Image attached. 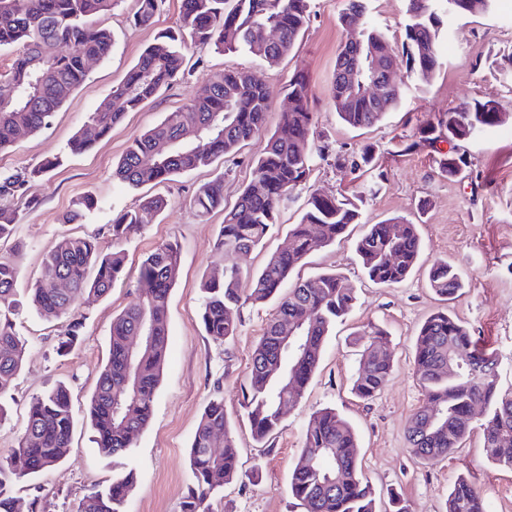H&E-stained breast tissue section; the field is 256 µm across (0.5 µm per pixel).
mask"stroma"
I'll return each mask as SVG.
<instances>
[{
	"mask_svg": "<svg viewBox=\"0 0 512 512\" xmlns=\"http://www.w3.org/2000/svg\"><path fill=\"white\" fill-rule=\"evenodd\" d=\"M133 6L134 0H117L111 14L102 17L115 38L112 52L91 64L85 82L50 125L20 134L10 152L0 153L1 175L32 170L55 156L64 159L62 166L31 182L36 207L21 213L11 240L0 242V259L18 269L19 303L12 319L26 342L23 366L6 395L9 418L0 425V462L9 460L16 448L32 400L53 385L68 387L75 415L65 460L38 477L14 483L13 495L23 505H34L36 512H76L82 498L131 469L137 485L125 512H181L192 482L188 448L204 406L218 394L237 441L239 478L212 498V512H304L289 493V473L311 414L326 406L336 407L356 428L363 473L376 492H394L406 512H445L448 491L461 475L476 484L489 512H512V470L487 461L480 431H473L447 459L430 464L411 459L405 437L410 418L424 400L415 373L413 338L438 310L448 309L475 336L479 349L497 357L501 386H512V75L506 71L512 54V0H496L487 14L456 17L443 25L438 42L441 65L432 80L424 84L415 75L401 73L400 105L372 128L344 126L331 103L336 56L348 36L340 21L347 0H312L304 35L277 66L244 53L187 49L184 74L154 102L126 113L93 150L70 154L69 140L113 85L159 32L179 22L181 0H162L151 24L142 27L128 21ZM367 7V18L388 34L394 48H401L406 0H369ZM228 68L251 71L269 99L265 126L234 159L136 190L114 178L113 171L134 137L187 104L211 76ZM299 70L310 84L315 165L306 186L293 191L280 211L264 249L252 253L249 267L258 269L267 253L287 248L288 227L300 220L310 191L356 190L364 198L360 223L351 225L336 244L315 251L294 276L340 273L353 285L358 300L328 336L301 403L288 408L279 429L261 445L244 415L241 387L276 305H244L237 333L229 341L217 342L205 334L200 323L201 282L235 264L237 258L216 248L223 212L198 216L193 197L199 186L220 175L224 203L233 206L252 178L253 161L263 153L288 105V80ZM473 98L495 101L507 117L498 128L465 143L468 164L456 181L439 177L429 150L404 152L405 140L420 122ZM366 143L375 145L380 171L357 179L337 167V154ZM154 194L166 196L170 204L154 223L124 242L125 275L106 297L82 299L69 318H47L32 309L28 294L40 276L44 253L69 235L97 234L103 246H111L104 231L113 215ZM84 195L94 197L97 209L84 223H63V214ZM393 216L418 223L422 258L404 282L383 287L364 277L355 243L365 225ZM167 241L178 242L181 264L169 300L168 352L153 415L127 455L106 459L99 455L95 433L86 420L87 402L108 358L112 320L147 291L138 268L147 254ZM438 259L452 263L466 283L463 294L446 303L438 300L427 279L428 267ZM73 317L82 321V335L70 352L59 353V341ZM370 323L388 332L393 368L385 388L363 401L352 394L351 377L360 360L356 333Z\"/></svg>",
	"mask_w": 512,
	"mask_h": 512,
	"instance_id": "35a3bbf8",
	"label": "stroma"
}]
</instances>
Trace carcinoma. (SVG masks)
I'll return each instance as SVG.
<instances>
[{
	"label": "carcinoma",
	"mask_w": 512,
	"mask_h": 512,
	"mask_svg": "<svg viewBox=\"0 0 512 512\" xmlns=\"http://www.w3.org/2000/svg\"><path fill=\"white\" fill-rule=\"evenodd\" d=\"M493 0H407V22L402 54L409 71L419 80L433 78L440 62L437 43L442 19L488 12ZM114 0H0V49L13 51L10 68L0 72V152L11 149L22 133L44 128L55 112L86 80L87 62L109 57L114 35L95 18L112 10ZM158 0H137L134 24L147 26ZM311 0H182L178 31L165 33L147 46L124 78L92 112L70 144L72 154L91 151L118 125L125 113L156 99L183 72L184 50L246 52L278 65L294 47L310 19ZM275 28L278 42L267 45L263 31ZM374 54L394 82L382 104L360 95L347 78V67ZM396 52L380 28L366 25L357 40H345L336 56L331 101L340 121L355 130L380 123L398 106L402 90L396 83ZM295 107L281 113L278 127L264 152L253 162L252 179L230 209L224 208V178L199 187L193 204L197 213L224 210L217 248L247 261L263 245L277 224L288 194L306 184L313 166L310 140L314 113L309 107L306 76L295 73L288 83ZM265 87L242 70L212 76L201 93L181 109L135 137L117 163L114 175L133 189L161 184L181 174L233 157L259 132L266 120ZM505 118L492 101L473 99L462 107L440 112L422 122L404 151L428 148L435 154L440 176L453 180L466 160L461 144L489 132ZM164 143L169 147L158 151ZM374 145L357 154L338 155L336 162L353 170L375 166ZM31 176H0V240L13 235L19 223L13 203L26 199ZM360 195L310 192L301 219L288 227V248L271 252L262 266L249 272L239 264L224 267L220 277L203 279L201 323L206 335L226 341L237 333L234 313L247 302L262 304L279 298L275 315L256 344L243 390V409L254 438L262 442L280 426L282 403L297 404L319 367L322 351L336 323L356 304L355 288L336 272L289 282L292 271L313 252L342 239L351 224L360 223ZM162 195L140 198L118 214L108 233L123 242L164 211ZM97 201L85 195L63 215L65 224H81ZM400 232L394 233L393 228ZM372 282L393 286L405 281L419 265L421 238L418 225L402 217L369 224L355 247ZM181 263L180 247L165 242L153 249L139 267L140 279L150 288L137 303L112 321L109 356L100 371L86 413L95 432L99 453L111 458L134 447L148 425L167 357L169 295ZM124 252L102 247L92 235L62 238L42 261L40 278L29 301L45 316L69 313L86 295H108L121 279ZM18 272L0 262V395L20 372L26 344L10 319L15 307ZM249 288H242L243 280ZM428 282L436 295L454 300L465 284L446 260L434 261ZM287 293H282L283 288ZM145 331L154 340L129 355L130 337ZM363 351L352 377V391L370 400L388 383L392 360L383 330L369 326L361 333ZM414 364L423 386L424 403L406 428L410 454L421 463L447 458L471 431L483 435L486 458L512 470V388L502 390L495 359L477 349L467 327L446 310L432 314L414 339ZM74 417L68 388L58 385L30 403L23 436L15 455L21 469L0 464V512H21L12 496L14 481L38 473L63 460L70 448ZM223 439V449L213 445ZM192 484L182 512H209L212 493L238 476V451L224 412V400L212 398L201 415L189 450ZM136 486L133 471L112 478L105 489L84 497L76 512H124ZM290 493L305 512H378L375 491L363 474L358 436L353 425L327 406L315 411L305 428L304 443L290 475ZM447 512H486L474 484L459 478L448 493Z\"/></svg>",
	"instance_id": "cac0c4a2"
}]
</instances>
